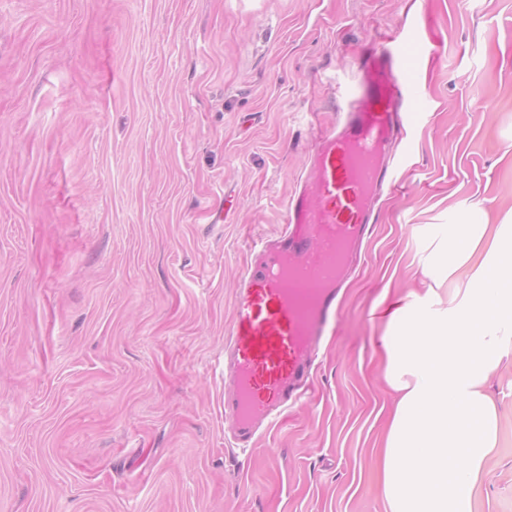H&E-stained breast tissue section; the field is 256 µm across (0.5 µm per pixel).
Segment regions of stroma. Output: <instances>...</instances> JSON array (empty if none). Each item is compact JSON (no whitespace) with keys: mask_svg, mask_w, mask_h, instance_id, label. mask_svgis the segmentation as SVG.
Masks as SVG:
<instances>
[{"mask_svg":"<svg viewBox=\"0 0 512 512\" xmlns=\"http://www.w3.org/2000/svg\"><path fill=\"white\" fill-rule=\"evenodd\" d=\"M423 110L301 401L250 451L224 344L361 63ZM512 211V0H0V512H383L384 289L428 225ZM473 512H512V354Z\"/></svg>","mask_w":512,"mask_h":512,"instance_id":"35a3bbf8","label":"stroma"}]
</instances>
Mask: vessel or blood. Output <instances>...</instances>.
<instances>
[{
    "instance_id": "b4317fda",
    "label": "vessel or blood",
    "mask_w": 512,
    "mask_h": 512,
    "mask_svg": "<svg viewBox=\"0 0 512 512\" xmlns=\"http://www.w3.org/2000/svg\"><path fill=\"white\" fill-rule=\"evenodd\" d=\"M404 48L369 59L343 126L324 132L313 158L312 191L287 207L276 241H260L263 260L245 268L234 299L224 360V415L239 447L302 396L317 342L336 319L348 251L364 235L374 196L389 178L391 146L412 113Z\"/></svg>"
}]
</instances>
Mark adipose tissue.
Here are the masks:
<instances>
[{
  "instance_id": "adipose-tissue-1",
  "label": "adipose tissue",
  "mask_w": 512,
  "mask_h": 512,
  "mask_svg": "<svg viewBox=\"0 0 512 512\" xmlns=\"http://www.w3.org/2000/svg\"><path fill=\"white\" fill-rule=\"evenodd\" d=\"M419 267L422 289L397 303L381 338L394 397L384 512H472L498 435L486 385L512 352V222L463 210L427 232Z\"/></svg>"
}]
</instances>
